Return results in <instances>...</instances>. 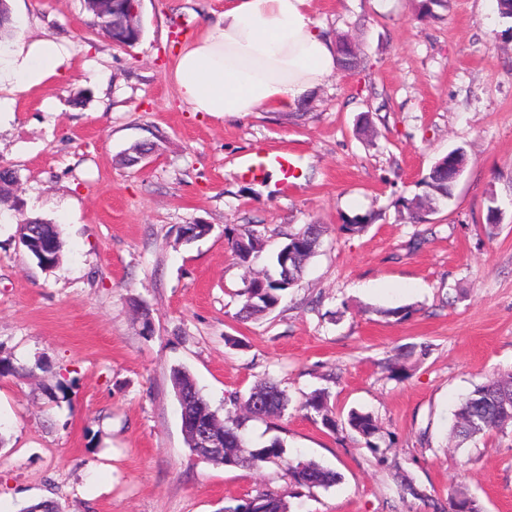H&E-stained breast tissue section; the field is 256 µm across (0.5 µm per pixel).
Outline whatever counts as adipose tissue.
I'll use <instances>...</instances> for the list:
<instances>
[{
    "label": "adipose tissue",
    "mask_w": 512,
    "mask_h": 512,
    "mask_svg": "<svg viewBox=\"0 0 512 512\" xmlns=\"http://www.w3.org/2000/svg\"><path fill=\"white\" fill-rule=\"evenodd\" d=\"M311 0H226L224 12L179 49L173 76L196 112L297 107L336 75L335 42L312 20ZM69 51L50 37L0 59V91L26 92L63 74Z\"/></svg>",
    "instance_id": "ef3b65f1"
}]
</instances>
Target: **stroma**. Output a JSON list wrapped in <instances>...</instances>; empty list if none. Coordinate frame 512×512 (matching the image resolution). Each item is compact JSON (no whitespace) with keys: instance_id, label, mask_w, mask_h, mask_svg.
<instances>
[{"instance_id":"35a3bbf8","label":"stroma","mask_w":512,"mask_h":512,"mask_svg":"<svg viewBox=\"0 0 512 512\" xmlns=\"http://www.w3.org/2000/svg\"><path fill=\"white\" fill-rule=\"evenodd\" d=\"M312 0L346 37L338 71L295 112H196L172 64L224 0H141L143 33L116 45L84 0H10L13 42L51 37L71 61L48 86L13 96L0 167L19 176L0 207V512L55 501L60 512H223L259 493L289 512H432L450 491L512 512V428L449 447L458 399L512 372V36L493 0ZM370 117L371 134L360 130ZM153 144L135 165L124 157ZM298 155L294 184L245 178L259 151ZM461 148L453 196L426 223L398 198L420 193L434 161ZM500 212L494 235L483 224ZM374 213L361 232L342 215ZM38 217L63 241L45 268L18 226ZM208 224L188 242L180 229ZM248 224L279 250L306 224L323 244L270 315H237L249 275L225 230ZM406 307L408 318L388 317ZM151 330H144V321ZM237 345H229L227 337ZM186 368L211 409L262 379L290 404L248 424L252 447L338 473L292 496L283 467H228L193 454L171 372ZM330 393L339 417L373 414L376 447L332 432L301 405ZM423 496H402L401 478Z\"/></svg>"}]
</instances>
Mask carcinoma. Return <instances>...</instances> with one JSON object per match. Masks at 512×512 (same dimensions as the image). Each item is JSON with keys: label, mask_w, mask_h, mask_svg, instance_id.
Instances as JSON below:
<instances>
[{"label": "carcinoma", "mask_w": 512, "mask_h": 512, "mask_svg": "<svg viewBox=\"0 0 512 512\" xmlns=\"http://www.w3.org/2000/svg\"><path fill=\"white\" fill-rule=\"evenodd\" d=\"M140 2L141 0H108L105 3L103 0H85L88 10L97 20V25L109 37H115L112 33L113 25L119 23L123 26V44L127 46L138 43L142 36ZM464 161L466 154L460 148L438 158L429 173L421 180L423 193L411 199L402 197L397 200V203L407 211L412 222L420 223L426 220L429 212L452 197L456 182L449 179L448 171ZM373 219L371 213L356 214L352 217L344 215L341 230L360 232ZM20 234L27 251L40 265L53 266L59 262L63 243L56 225L39 218L28 219L20 225ZM322 234L321 225L305 224L297 232L289 235L288 242L273 258L277 276L262 272L248 281L239 315L246 319L257 318L276 308L280 301V292L293 286L302 277L306 262L320 246ZM225 237L235 259L246 268L251 267L253 259L263 249L260 235L248 226L238 231L227 230ZM286 251L293 253L294 273L288 280L284 279L281 267V256ZM172 383L175 387H181L190 397V412L196 421L216 432L224 433L222 464L238 467L239 460L244 456L252 459L254 468L266 463L283 464L298 489H326L337 483L338 475L330 469L312 462L286 458L285 446L278 438L272 439L261 448L250 447L247 439V422L279 416L288 407V397L276 383L262 379L256 382L247 397L230 395L227 399L230 408L225 410L222 420L211 410L188 371L173 369ZM302 409L320 418L323 427L331 432L346 425L353 433L366 440L378 432V426L368 412L352 409L345 420L336 419L333 407L329 404V393L325 390L316 391L307 397L302 403ZM508 424H512V375L493 377L475 386L461 398L451 428L452 441L455 442V447L461 448L478 437ZM224 512H288V506L277 494L260 493L242 504L224 508ZM435 512H483V509L478 501L456 494L448 497V507H437Z\"/></svg>", "instance_id": "obj_1"}]
</instances>
